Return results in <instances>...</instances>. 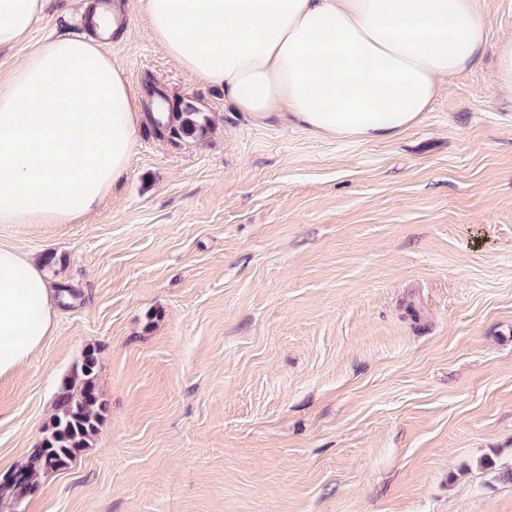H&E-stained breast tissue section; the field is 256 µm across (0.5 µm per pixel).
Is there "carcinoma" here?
Here are the masks:
<instances>
[{
	"label": "carcinoma",
	"instance_id": "obj_1",
	"mask_svg": "<svg viewBox=\"0 0 512 512\" xmlns=\"http://www.w3.org/2000/svg\"><path fill=\"white\" fill-rule=\"evenodd\" d=\"M207 122L208 118L196 105L185 102L178 107L172 133L177 136L196 135L204 131ZM95 368L96 359L89 353L75 376V382L58 395L54 417L39 451L25 468L0 482L1 495L14 499L24 497L41 470L64 468L90 446L102 421L95 389Z\"/></svg>",
	"mask_w": 512,
	"mask_h": 512
}]
</instances>
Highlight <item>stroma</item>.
<instances>
[{
    "label": "stroma",
    "instance_id": "stroma-1",
    "mask_svg": "<svg viewBox=\"0 0 512 512\" xmlns=\"http://www.w3.org/2000/svg\"><path fill=\"white\" fill-rule=\"evenodd\" d=\"M84 0H51L0 74ZM423 121L367 142L251 120L142 16L107 50L204 135L142 133L73 224H0L48 256L59 313L0 378V476L97 358L90 448L6 512H512V104L493 91L512 0ZM179 103L176 113V122H172V133L177 136L196 135L202 133L208 122L204 112H199L198 107L191 102Z\"/></svg>",
    "mask_w": 512,
    "mask_h": 512
}]
</instances>
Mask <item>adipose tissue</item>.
<instances>
[{"instance_id": "obj_1", "label": "adipose tissue", "mask_w": 512, "mask_h": 512, "mask_svg": "<svg viewBox=\"0 0 512 512\" xmlns=\"http://www.w3.org/2000/svg\"><path fill=\"white\" fill-rule=\"evenodd\" d=\"M50 0H0V49L22 43ZM158 46L258 122L288 114L314 133L384 141L419 124L488 39L473 0H116L96 33L52 39L0 78V224H71L127 173L141 99L99 38L132 10ZM42 264L0 246V377L53 330Z\"/></svg>"}]
</instances>
